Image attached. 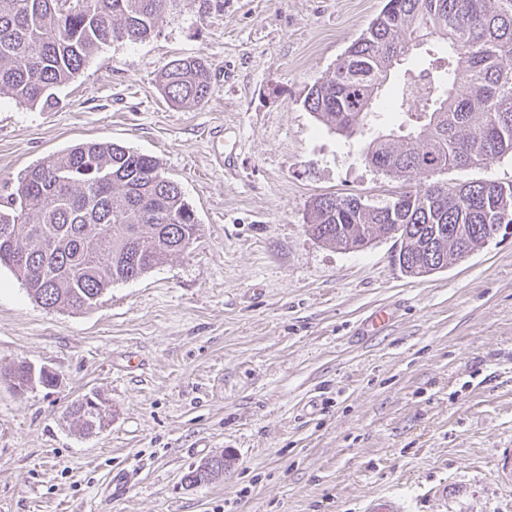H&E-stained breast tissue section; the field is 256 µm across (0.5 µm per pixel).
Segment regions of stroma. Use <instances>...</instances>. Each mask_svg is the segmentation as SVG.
<instances>
[{
  "label": "stroma",
  "mask_w": 512,
  "mask_h": 512,
  "mask_svg": "<svg viewBox=\"0 0 512 512\" xmlns=\"http://www.w3.org/2000/svg\"><path fill=\"white\" fill-rule=\"evenodd\" d=\"M386 0H171L149 39L115 42L60 87L58 107L0 98V196L23 171L84 141L153 156L198 238L96 305L51 311L0 267V368L56 373L25 393L0 382V512H512L497 452L512 448V237L424 278L393 239L361 251L307 228L321 195L384 204L406 190L364 161L361 135L330 131L309 87ZM200 56L211 95L186 108L157 82ZM448 187L512 182V154L419 174ZM396 309L385 331L360 328ZM97 393L108 417L81 434L67 411ZM221 456L223 475L188 472ZM138 477L113 500L114 470Z\"/></svg>",
  "instance_id": "35a3bbf8"
}]
</instances>
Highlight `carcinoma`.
Returning <instances> with one entry per match:
<instances>
[{
    "label": "carcinoma",
    "instance_id": "1",
    "mask_svg": "<svg viewBox=\"0 0 512 512\" xmlns=\"http://www.w3.org/2000/svg\"><path fill=\"white\" fill-rule=\"evenodd\" d=\"M387 0L380 14L308 90L304 106L329 130L352 136L410 50L443 42L418 75L405 70L390 101L409 132L377 134L364 160L406 181L419 172L466 167L512 153V0ZM170 0H0V96L52 107L98 51L136 43L162 24ZM159 85L169 102L208 101L207 64L199 56L166 63ZM148 155L109 142L75 145L26 170L16 196L0 202V266L8 267L35 302L47 309L82 310L112 284L148 273L161 256L181 253L197 239L198 222L178 184ZM397 206H376L356 195L317 197L307 224L318 240L344 251L384 237L395 224L402 272L424 277L484 245L486 225L512 224V183L468 182L450 191L430 184L403 191ZM22 224L23 235L10 229ZM432 241L433 263L421 246ZM28 253L16 265L13 254ZM25 362L0 371L25 392ZM68 414L83 433L100 429L102 413L74 401Z\"/></svg>",
    "mask_w": 512,
    "mask_h": 512
}]
</instances>
